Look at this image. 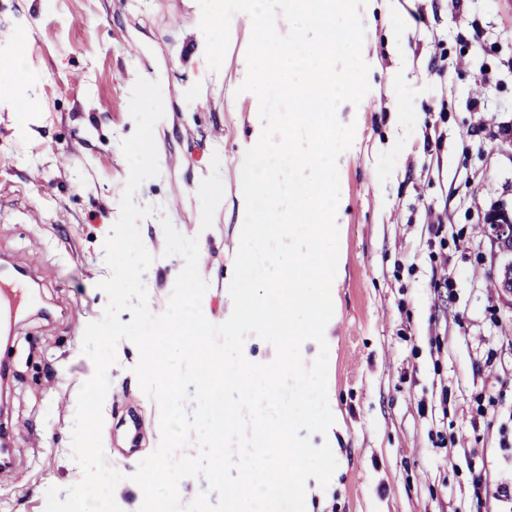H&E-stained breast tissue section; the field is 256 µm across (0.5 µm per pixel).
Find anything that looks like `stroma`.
Masks as SVG:
<instances>
[{"instance_id": "stroma-1", "label": "stroma", "mask_w": 512, "mask_h": 512, "mask_svg": "<svg viewBox=\"0 0 512 512\" xmlns=\"http://www.w3.org/2000/svg\"><path fill=\"white\" fill-rule=\"evenodd\" d=\"M370 90L337 117L355 123L338 158L339 258L328 346L331 449L338 467L321 512H512V305L494 281L487 211L512 199V0H373L359 10ZM197 0H0V262L36 275L49 317L23 312L0 362L11 365L0 429L14 441L0 512H45L49 488L82 476L72 457L77 394L94 373L82 352L107 303L103 242L129 175L120 147L137 77L161 76L154 128L160 173L143 182L139 223L153 263L148 307L163 312L183 261L164 256L162 219L204 239L208 321L228 318L240 224L236 166L259 102L237 94L252 31L236 26L211 71ZM137 56H130V48ZM33 99L23 113L14 98ZM209 99L201 112L197 104ZM402 119H395V111ZM224 162L222 203L199 188ZM108 371L102 443L125 479L114 497L138 512L131 481L161 440L159 409L120 341Z\"/></svg>"}]
</instances>
